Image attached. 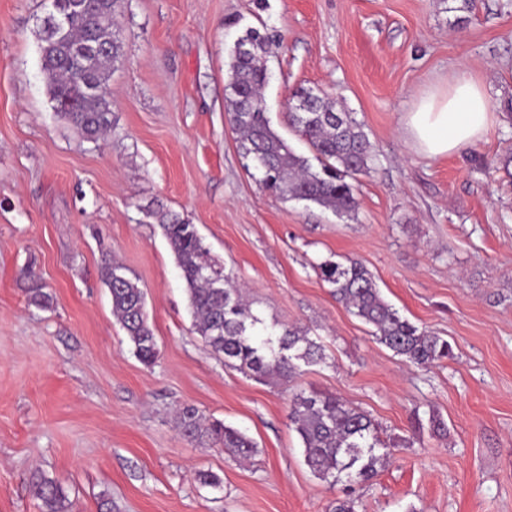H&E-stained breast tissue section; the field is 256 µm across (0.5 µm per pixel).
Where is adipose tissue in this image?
<instances>
[{
    "label": "adipose tissue",
    "mask_w": 512,
    "mask_h": 512,
    "mask_svg": "<svg viewBox=\"0 0 512 512\" xmlns=\"http://www.w3.org/2000/svg\"><path fill=\"white\" fill-rule=\"evenodd\" d=\"M493 118L484 85L461 70L419 99L407 114L405 132L420 153L436 158L478 142Z\"/></svg>",
    "instance_id": "ef3b65f1"
}]
</instances>
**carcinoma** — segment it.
Returning <instances> with one entry per match:
<instances>
[{
  "instance_id": "obj_1",
  "label": "carcinoma",
  "mask_w": 512,
  "mask_h": 512,
  "mask_svg": "<svg viewBox=\"0 0 512 512\" xmlns=\"http://www.w3.org/2000/svg\"><path fill=\"white\" fill-rule=\"evenodd\" d=\"M39 25L40 62L51 100L62 119L84 139L97 141L115 122L112 103L91 85L105 87L111 67L121 56L122 29L117 0H49ZM94 41L102 50L89 57L84 70L70 63L73 47ZM277 46L268 31L249 29L237 39L227 70L225 109L246 168L260 174L259 184L275 194L292 197L351 216L358 207L354 185L346 178L368 174L374 165L373 146L353 113L319 89H302L295 103L312 108L288 113V122L310 145L319 168L295 151L271 127L262 90L267 82L264 58ZM171 247L186 284L193 328L224 366L263 379H287L301 366L324 360L323 346L297 327L260 332L261 320L244 299L242 288L224 272V263L210 254L195 225L159 204L149 210ZM320 274L336 301L373 326L374 339L405 362L428 368L454 359L452 344L438 334L402 317L359 261L325 262ZM101 281L108 288L112 313L126 331L134 353L146 366L157 358V340L146 312L145 293L127 270L110 259L102 262ZM288 418L303 445L313 475L334 486L367 483L376 466L391 455L377 426L365 412L335 395L303 392L293 396ZM179 431L200 443H211L247 459L256 443L222 422H205L198 410L182 408ZM29 487L41 512H72L61 485L40 470L29 476Z\"/></svg>"
}]
</instances>
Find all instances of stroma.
<instances>
[{
	"mask_svg": "<svg viewBox=\"0 0 512 512\" xmlns=\"http://www.w3.org/2000/svg\"><path fill=\"white\" fill-rule=\"evenodd\" d=\"M124 0L116 122L81 139L41 69L45 0H0V512H38L41 469L73 512H328L342 497L305 465L295 393L341 397L399 448L356 486L359 512H512V0ZM267 28L273 129L303 156L288 100L318 88L353 112L374 168L340 217L269 193L243 166L224 107L236 40ZM465 67L494 111L485 135L419 154L405 115ZM195 224L270 330L294 325L325 359L289 380L224 367L194 333L186 285L149 206ZM146 293L158 357H136L99 277L105 256ZM360 260L383 296L455 357L405 363L336 302L317 270ZM53 296L30 301L33 289ZM195 407L254 439L245 462L176 428ZM438 414L435 436L421 423ZM216 474L217 487L201 484Z\"/></svg>",
	"mask_w": 512,
	"mask_h": 512,
	"instance_id": "1",
	"label": "stroma"
}]
</instances>
